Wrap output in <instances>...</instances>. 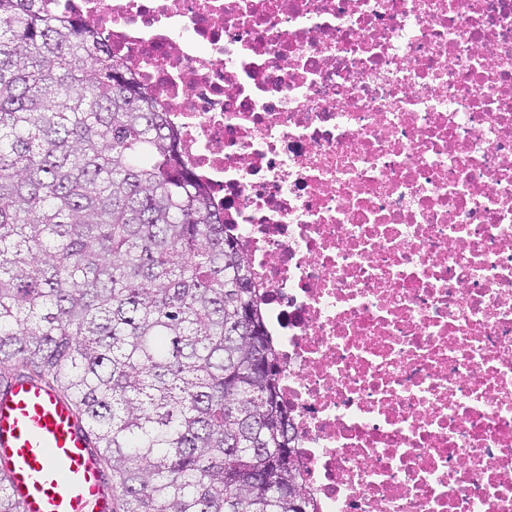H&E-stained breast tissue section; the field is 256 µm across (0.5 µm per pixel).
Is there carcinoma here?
Instances as JSON below:
<instances>
[{"mask_svg": "<svg viewBox=\"0 0 512 512\" xmlns=\"http://www.w3.org/2000/svg\"><path fill=\"white\" fill-rule=\"evenodd\" d=\"M0 0V384L84 420L112 512H314L261 289L98 33ZM0 512H22L0 467Z\"/></svg>", "mask_w": 512, "mask_h": 512, "instance_id": "carcinoma-1", "label": "carcinoma"}]
</instances>
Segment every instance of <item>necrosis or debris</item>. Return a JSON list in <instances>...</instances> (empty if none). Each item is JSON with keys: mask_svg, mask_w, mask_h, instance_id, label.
<instances>
[{"mask_svg": "<svg viewBox=\"0 0 512 512\" xmlns=\"http://www.w3.org/2000/svg\"><path fill=\"white\" fill-rule=\"evenodd\" d=\"M178 132L316 512H512V0H57Z\"/></svg>", "mask_w": 512, "mask_h": 512, "instance_id": "4bbe7bcc", "label": "necrosis or debris"}]
</instances>
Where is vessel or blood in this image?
I'll return each instance as SVG.
<instances>
[{"instance_id":"vessel-or-blood-1","label":"vessel or blood","mask_w":512,"mask_h":512,"mask_svg":"<svg viewBox=\"0 0 512 512\" xmlns=\"http://www.w3.org/2000/svg\"><path fill=\"white\" fill-rule=\"evenodd\" d=\"M24 512H108L107 480L69 403L24 380L0 390V460Z\"/></svg>"}]
</instances>
